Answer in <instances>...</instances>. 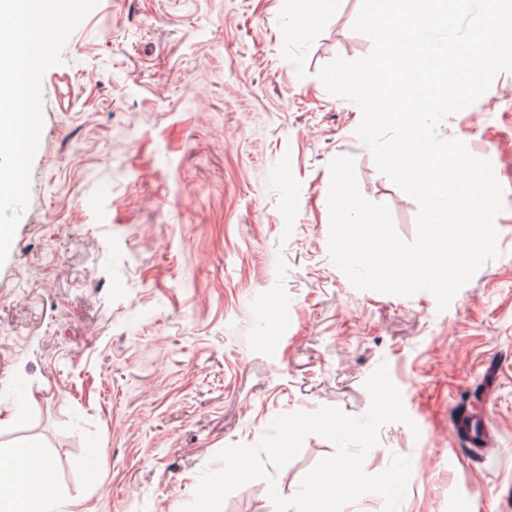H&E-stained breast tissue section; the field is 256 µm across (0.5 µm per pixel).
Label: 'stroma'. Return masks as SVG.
<instances>
[{"label": "stroma", "instance_id": "obj_1", "mask_svg": "<svg viewBox=\"0 0 512 512\" xmlns=\"http://www.w3.org/2000/svg\"><path fill=\"white\" fill-rule=\"evenodd\" d=\"M102 0L44 76L30 203L0 267V452L43 454L76 512H181L204 470L283 414L360 417L387 363L410 423L366 455L427 456L400 512H512V72L445 138L492 163L505 190L499 257L447 309L359 290L329 251V164L416 237L417 202L357 135L361 111L318 77L366 56L361 0ZM495 404L487 446L456 404ZM335 452L308 436L273 482L222 512H276Z\"/></svg>", "mask_w": 512, "mask_h": 512}]
</instances>
